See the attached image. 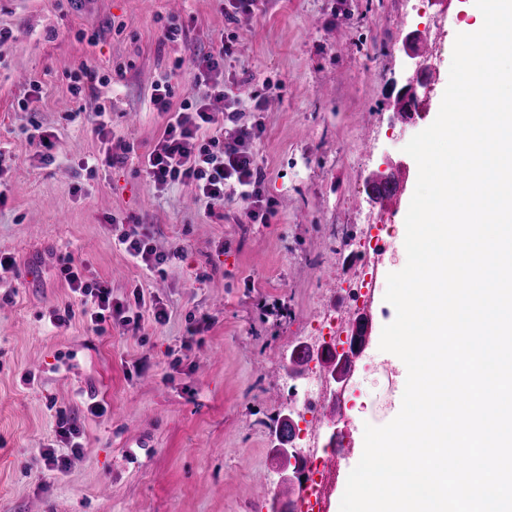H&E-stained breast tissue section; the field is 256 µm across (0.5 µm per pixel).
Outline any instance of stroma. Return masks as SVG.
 I'll list each match as a JSON object with an SVG mask.
<instances>
[{
	"label": "stroma",
	"instance_id": "stroma-1",
	"mask_svg": "<svg viewBox=\"0 0 512 512\" xmlns=\"http://www.w3.org/2000/svg\"><path fill=\"white\" fill-rule=\"evenodd\" d=\"M471 0H258L225 14L218 0H0V254L15 258L0 278V512H275L299 484L276 451L274 429L288 413L293 349L316 344L321 310L339 308L356 280L354 256L333 253L358 224H389L375 256L366 312L371 338L348 375L355 391L382 390L379 410L347 409L356 448L364 426L396 416L404 371L379 348L389 324L387 276L404 265L401 236L417 178L389 210L370 198L369 178L403 159L404 146L436 118L449 80L457 31ZM182 26L169 41L163 29ZM424 29L423 61L437 79L412 120H397L404 40ZM235 39L224 82L246 122L261 120L254 150L275 202L268 224L240 205L207 216L189 187L157 189L135 159L82 169L102 152L85 126L98 109L112 133L143 153L164 118L150 102L169 80L174 103L190 92L189 59ZM87 64L100 80L74 93ZM276 85L261 115L246 95ZM51 134L53 163L34 157L27 135ZM147 225L163 271L131 263L113 242V218ZM184 247L175 255V247ZM83 263L113 300L141 293L133 332L87 325L60 267ZM168 319L156 324L155 308ZM69 321L52 327V311ZM103 405L90 414L91 402ZM78 417L84 448L57 433V416ZM66 459L56 476L41 458Z\"/></svg>",
	"mask_w": 512,
	"mask_h": 512
}]
</instances>
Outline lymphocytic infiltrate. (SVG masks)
I'll return each mask as SVG.
<instances>
[{"instance_id":"obj_1","label":"lymphocytic infiltrate","mask_w":512,"mask_h":512,"mask_svg":"<svg viewBox=\"0 0 512 512\" xmlns=\"http://www.w3.org/2000/svg\"><path fill=\"white\" fill-rule=\"evenodd\" d=\"M234 54L232 40H221L218 48L191 58V92L181 103H174L169 83L156 84L151 94L154 109L165 117L162 133L153 147L138 156L142 172L155 187L179 183L193 187L195 197L204 201L208 211L223 209L224 190L235 187L245 206V215L253 224L269 223L275 214L274 203L264 191V173L253 150L263 133L261 121L242 124L238 121L235 102L224 89V62ZM224 102V119L228 130H214L215 118L209 102ZM88 126L100 138L104 162L108 166L125 163L134 146L124 139H113L110 112L91 113ZM117 245L134 262L159 269L168 260L167 253L157 251L146 225H121L115 237ZM70 291L80 299L82 313L92 330L113 320L118 325L139 330L143 299L131 303L116 302L107 283L87 281L82 264L67 257L60 269Z\"/></svg>"}]
</instances>
